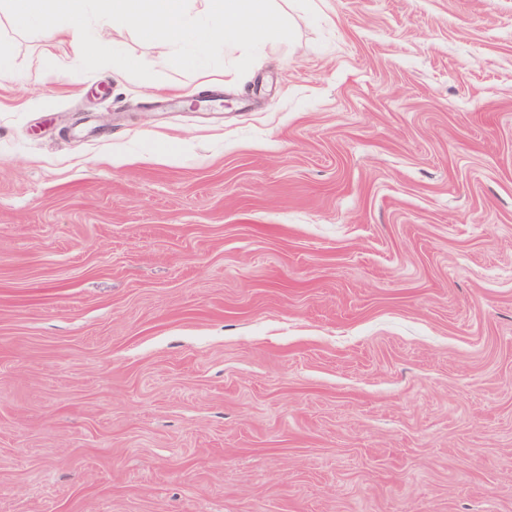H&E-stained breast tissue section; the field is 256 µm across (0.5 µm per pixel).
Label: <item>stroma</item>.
Masks as SVG:
<instances>
[{
	"instance_id": "obj_1",
	"label": "stroma",
	"mask_w": 512,
	"mask_h": 512,
	"mask_svg": "<svg viewBox=\"0 0 512 512\" xmlns=\"http://www.w3.org/2000/svg\"><path fill=\"white\" fill-rule=\"evenodd\" d=\"M273 9L0 5V512H512V0ZM9 17L17 29L35 26L47 32L74 56L87 57L92 45L87 30L135 25L143 38L173 46L190 36L198 51L220 44L225 54L244 44L263 40L273 28L271 0H203L204 11L217 18L213 25L190 28L192 0H7Z\"/></svg>"
}]
</instances>
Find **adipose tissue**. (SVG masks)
<instances>
[{
  "label": "adipose tissue",
  "instance_id": "ef3b65f1",
  "mask_svg": "<svg viewBox=\"0 0 512 512\" xmlns=\"http://www.w3.org/2000/svg\"><path fill=\"white\" fill-rule=\"evenodd\" d=\"M9 17L17 29L37 27L73 55L89 56L88 28L136 26L142 37L175 45L192 39L197 50L218 44L232 53L247 43H257L273 26L271 0H205V11L215 25L189 27V0H8Z\"/></svg>",
  "mask_w": 512,
  "mask_h": 512
}]
</instances>
